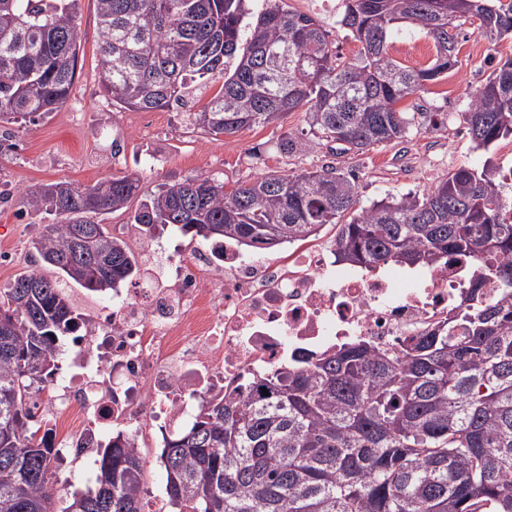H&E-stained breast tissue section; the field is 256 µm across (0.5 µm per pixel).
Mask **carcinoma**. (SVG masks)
Listing matches in <instances>:
<instances>
[{
	"label": "carcinoma",
	"mask_w": 512,
	"mask_h": 512,
	"mask_svg": "<svg viewBox=\"0 0 512 512\" xmlns=\"http://www.w3.org/2000/svg\"><path fill=\"white\" fill-rule=\"evenodd\" d=\"M342 2L340 23L360 43L350 61L319 21L277 0L247 23L245 0H97L106 94L118 112L153 111L188 106L197 81L219 82L187 114L212 139L302 111L316 139L361 154L434 124L435 113L397 105L455 69L463 23L512 36V0ZM78 10L79 0H0V122L69 99ZM405 27L433 41L427 66L389 56ZM462 118L480 149L512 136V57ZM24 205L54 222L31 241L39 265L0 288V512H144V461L119 435L98 445L95 490L61 492L50 476L58 450L31 408L60 340H78L68 289L107 293L140 271L130 245L91 221L117 211L150 239L175 226L215 246L270 249L332 224L341 262L472 266L465 308L420 335L332 346L257 378L253 394L206 402L160 454L176 512H512V167L459 166L368 208L353 175L333 167L230 192L210 175L146 192L138 174H114L45 184ZM488 285L505 297H487Z\"/></svg>",
	"instance_id": "cac0c4a2"
}]
</instances>
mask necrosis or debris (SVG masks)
I'll list each match as a JSON object with an SVG mask.
<instances>
[{"instance_id":"1","label":"necrosis or debris","mask_w":512,"mask_h":512,"mask_svg":"<svg viewBox=\"0 0 512 512\" xmlns=\"http://www.w3.org/2000/svg\"><path fill=\"white\" fill-rule=\"evenodd\" d=\"M146 276L114 289L86 314L71 361L90 378L48 401L43 428L61 455L88 457L102 428L122 425L129 446L189 425L209 399L231 397L256 377L332 345H387L456 310L471 276L454 262L407 279L396 269L343 267L333 240L272 257L224 243L175 258L130 240Z\"/></svg>"}]
</instances>
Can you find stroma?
<instances>
[{
    "instance_id": "obj_1",
    "label": "stroma",
    "mask_w": 512,
    "mask_h": 512,
    "mask_svg": "<svg viewBox=\"0 0 512 512\" xmlns=\"http://www.w3.org/2000/svg\"><path fill=\"white\" fill-rule=\"evenodd\" d=\"M291 9L315 17L330 41L345 57H354L359 45L339 23L341 0H285ZM81 48L71 96L58 111L35 118L14 129L18 147L0 159V185L11 194L0 201V288L30 269L29 245L39 232L24 210L28 191L56 182L94 184L101 178L138 172L146 190L198 175L223 180L226 189L266 172L299 173L327 167L354 171L359 203L366 206L389 194L421 192L448 172L466 165L482 168L485 152L475 149L462 121L472 97L486 81L497 60L512 56V40L492 43L473 25L459 36V66L429 84L418 95L400 102L405 112H433L436 127L377 145L362 154L344 152L341 145L319 141L303 153L282 152L283 136L304 135L303 113L291 112L275 126H260L212 139L201 129L185 124L182 108L116 112L106 96L98 65L97 0H81ZM390 57L416 68L434 57L432 41L419 32L396 34L389 43ZM97 458L58 457L52 478L59 484L95 488Z\"/></svg>"
}]
</instances>
